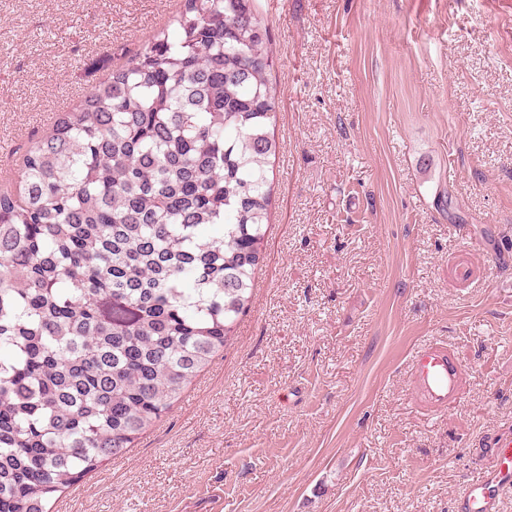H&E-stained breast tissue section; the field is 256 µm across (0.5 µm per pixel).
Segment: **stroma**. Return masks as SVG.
Returning <instances> with one entry per match:
<instances>
[{
    "label": "stroma",
    "mask_w": 512,
    "mask_h": 512,
    "mask_svg": "<svg viewBox=\"0 0 512 512\" xmlns=\"http://www.w3.org/2000/svg\"><path fill=\"white\" fill-rule=\"evenodd\" d=\"M180 0H0V174ZM281 149L234 336L52 512H456L512 435V0H254ZM472 257L483 273L461 282ZM466 372L432 412L407 364ZM408 372L411 396L434 411L447 409L461 398L465 370L444 345L418 348Z\"/></svg>",
    "instance_id": "obj_1"
}]
</instances>
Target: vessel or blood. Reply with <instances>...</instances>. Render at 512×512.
I'll return each instance as SVG.
<instances>
[{
  "label": "vessel or blood",
  "mask_w": 512,
  "mask_h": 512,
  "mask_svg": "<svg viewBox=\"0 0 512 512\" xmlns=\"http://www.w3.org/2000/svg\"><path fill=\"white\" fill-rule=\"evenodd\" d=\"M410 391L416 402L442 410L461 397L465 370L444 345L431 344L415 351L409 365ZM512 489V435L493 445V464L464 486L456 499L457 512H499L500 499Z\"/></svg>",
  "instance_id": "b4317fda"
}]
</instances>
